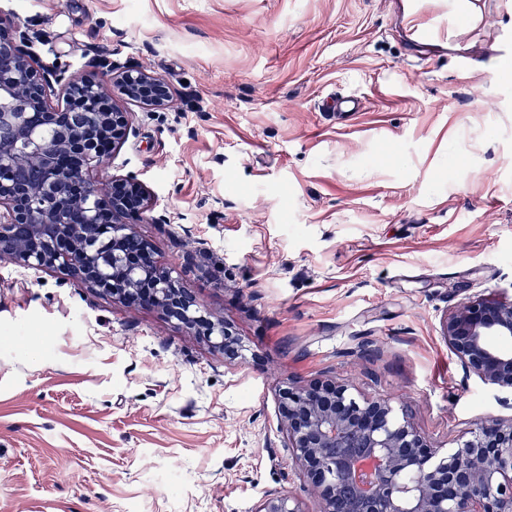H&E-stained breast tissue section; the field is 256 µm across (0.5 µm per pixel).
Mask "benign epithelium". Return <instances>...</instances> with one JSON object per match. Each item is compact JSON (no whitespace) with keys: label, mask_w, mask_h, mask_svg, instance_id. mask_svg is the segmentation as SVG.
I'll use <instances>...</instances> for the list:
<instances>
[{"label":"benign epithelium","mask_w":512,"mask_h":512,"mask_svg":"<svg viewBox=\"0 0 512 512\" xmlns=\"http://www.w3.org/2000/svg\"><path fill=\"white\" fill-rule=\"evenodd\" d=\"M41 38L0 12V127L31 143L40 181H13L15 146L0 140V258L35 270H58L112 300L153 308L224 357H245L246 346L224 319L201 305L135 230L152 205L132 175L98 172L132 130L117 99L150 112L171 101L169 86L137 66L99 65L112 82L78 79L58 59L33 47ZM62 100L55 102V90ZM112 246V272L106 253ZM442 336L466 377L512 399V353L490 337L512 339V300L469 298L448 313ZM285 446L321 512H512V419L487 417L441 453L389 399H357L334 379L290 382L279 389ZM253 512H306L280 491L266 492Z\"/></svg>","instance_id":"benign-epithelium-1"}]
</instances>
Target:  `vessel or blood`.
<instances>
[{
  "label": "vessel or blood",
  "instance_id": "vessel-or-blood-1",
  "mask_svg": "<svg viewBox=\"0 0 512 512\" xmlns=\"http://www.w3.org/2000/svg\"><path fill=\"white\" fill-rule=\"evenodd\" d=\"M494 16L501 19L502 24L487 66L491 70L493 84L500 86L505 78L496 64L512 59V0H495ZM471 23L467 0H416L413 12L406 20L417 41L428 45L453 43L458 33Z\"/></svg>",
  "mask_w": 512,
  "mask_h": 512
}]
</instances>
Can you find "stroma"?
<instances>
[{
  "mask_svg": "<svg viewBox=\"0 0 512 512\" xmlns=\"http://www.w3.org/2000/svg\"><path fill=\"white\" fill-rule=\"evenodd\" d=\"M408 8L0 0L79 76L107 57L168 84L169 111L126 102L101 174L149 187L138 233L248 348L0 259V512H251L269 490L317 512L280 430L289 379L392 398L441 449L512 417L441 335L469 297L512 299V89L452 66L489 26L417 47ZM339 94L364 111L325 109Z\"/></svg>",
  "mask_w": 512,
  "mask_h": 512,
  "instance_id": "stroma-1",
  "label": "stroma"
}]
</instances>
